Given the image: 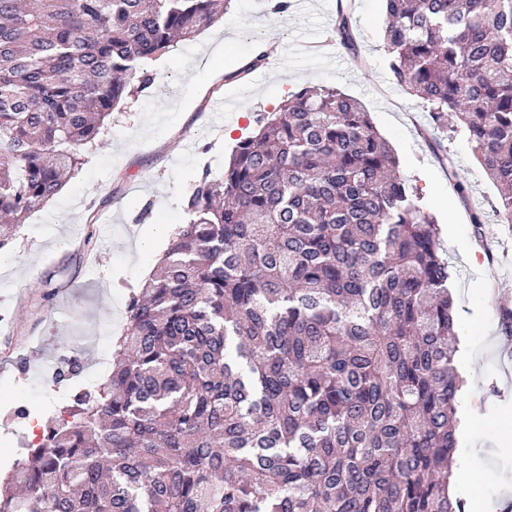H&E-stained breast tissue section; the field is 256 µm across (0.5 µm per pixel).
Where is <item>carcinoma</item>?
<instances>
[{"mask_svg": "<svg viewBox=\"0 0 512 512\" xmlns=\"http://www.w3.org/2000/svg\"><path fill=\"white\" fill-rule=\"evenodd\" d=\"M232 0H0V249L145 67ZM334 39L358 57L350 17ZM391 80L463 132L512 223V0H386ZM202 169L107 379L47 419L0 512H465L437 218L369 113L302 88Z\"/></svg>", "mask_w": 512, "mask_h": 512, "instance_id": "cac0c4a2", "label": "carcinoma"}]
</instances>
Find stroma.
<instances>
[{"label": "stroma", "mask_w": 512, "mask_h": 512, "mask_svg": "<svg viewBox=\"0 0 512 512\" xmlns=\"http://www.w3.org/2000/svg\"><path fill=\"white\" fill-rule=\"evenodd\" d=\"M349 6L359 54L332 45L340 6ZM385 0H303L301 11L272 16L265 0H233L223 20L205 34L178 43L149 67L161 86L129 97L112 112L98 140L85 144L82 163L53 199L19 225L0 249V476L7 475L32 440V425L65 410L74 393L105 381L112 341L124 324L126 301L152 270L167 232L185 223V191L202 167L222 176L240 138L250 135L258 115L274 111L299 89L335 87L358 99L394 149L400 172L416 185L438 219L440 240L454 276L449 288L465 353L454 364L468 375L460 399L467 426L458 430L456 457L468 475L455 492L501 499L512 490V454L498 443L499 424L512 419V338L502 335L500 311L512 309V224L489 219L477 238L448 185V175L421 132L428 113L394 84L387 71L382 28ZM276 38L278 52L239 81H209L199 63L222 46L218 63L230 73L249 61L257 44ZM226 100L233 110L216 122L212 105ZM472 206L490 209L497 190L476 163L464 135L438 133ZM152 212L134 223L142 203ZM53 273V297L38 283ZM76 357L81 372L61 384L51 375L61 357ZM24 407L20 419L15 408Z\"/></svg>", "instance_id": "obj_1"}]
</instances>
